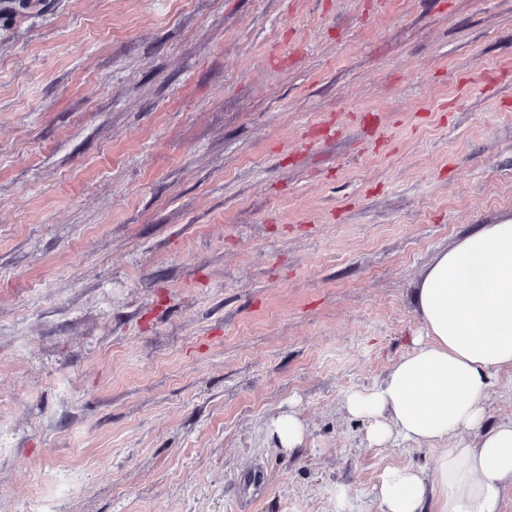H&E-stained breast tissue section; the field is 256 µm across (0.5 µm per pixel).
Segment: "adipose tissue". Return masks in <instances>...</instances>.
Segmentation results:
<instances>
[{
	"label": "adipose tissue",
	"mask_w": 512,
	"mask_h": 512,
	"mask_svg": "<svg viewBox=\"0 0 512 512\" xmlns=\"http://www.w3.org/2000/svg\"><path fill=\"white\" fill-rule=\"evenodd\" d=\"M426 334L379 383L348 393L378 446L457 438L433 472L392 467L377 490L382 512H501L512 486V421L488 426L485 399L512 370V220L479 225L439 253L415 291ZM479 431L477 445L460 442Z\"/></svg>",
	"instance_id": "adipose-tissue-1"
}]
</instances>
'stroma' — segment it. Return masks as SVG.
Here are the masks:
<instances>
[{
	"label": "stroma",
	"instance_id": "35a3bbf8",
	"mask_svg": "<svg viewBox=\"0 0 512 512\" xmlns=\"http://www.w3.org/2000/svg\"><path fill=\"white\" fill-rule=\"evenodd\" d=\"M511 219L512 0H0V512H380L346 396ZM268 431L278 445L288 451L298 448L304 441V424L294 412H288L273 420Z\"/></svg>",
	"mask_w": 512,
	"mask_h": 512
}]
</instances>
